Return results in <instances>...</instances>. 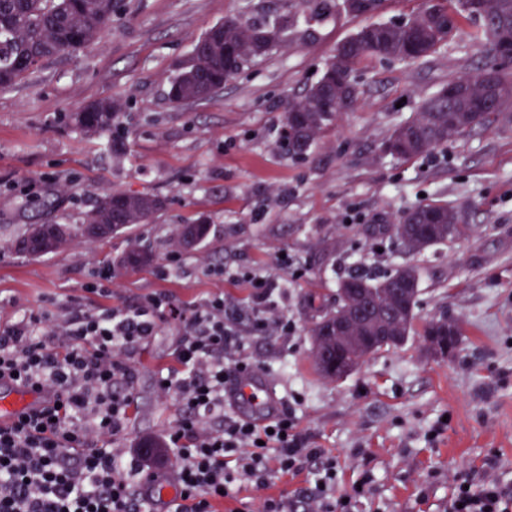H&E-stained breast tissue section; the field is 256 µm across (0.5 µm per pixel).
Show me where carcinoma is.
Masks as SVG:
<instances>
[{"instance_id":"obj_1","label":"carcinoma","mask_w":512,"mask_h":512,"mask_svg":"<svg viewBox=\"0 0 512 512\" xmlns=\"http://www.w3.org/2000/svg\"><path fill=\"white\" fill-rule=\"evenodd\" d=\"M428 0L426 7L398 22L380 23L373 41H357L351 35L338 42L319 79L298 100L283 110L282 146L293 157L305 155L325 128L343 112L351 111L359 91L352 79L356 65L368 58L413 61L426 58L445 43L452 30L429 20L451 14L454 23L462 19L480 22L477 39L487 47L488 61L475 74L455 80L466 91L453 98L442 88L427 99L416 115L399 123L385 148L393 155L411 159L427 154L451 137L473 131L493 115L512 104V76L499 73L494 86L482 82L488 70L499 66L498 45L502 25L512 28V0H481L465 8L462 0ZM114 0H0V89L12 87L32 72L34 64L96 44L112 16ZM275 21H242L226 18L213 25L195 42L187 66L170 83L169 98L181 107L204 101L224 86L226 76L238 73L246 64L267 54L281 37ZM120 105L100 99L76 112L73 123L89 134L112 130ZM166 200L151 194L110 192L78 224H29L13 242L17 252L41 255L65 249L76 240L94 242L124 231L135 224H148L164 210ZM458 232L457 214L444 204L420 203L396 218L392 224L396 242L409 252L448 243V230ZM208 224L178 226L174 246L201 242ZM351 304L370 302L383 311L398 301L400 288H407L405 307L397 319L403 335L412 330L420 293L416 268L404 266L391 273L369 276L354 272L343 279ZM312 326V355L336 353V339L316 333Z\"/></svg>"}]
</instances>
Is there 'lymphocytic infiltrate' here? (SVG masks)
I'll use <instances>...</instances> for the list:
<instances>
[{
	"instance_id": "obj_1",
	"label": "lymphocytic infiltrate",
	"mask_w": 512,
	"mask_h": 512,
	"mask_svg": "<svg viewBox=\"0 0 512 512\" xmlns=\"http://www.w3.org/2000/svg\"><path fill=\"white\" fill-rule=\"evenodd\" d=\"M249 281L246 325L258 335L291 333L293 322L272 300L275 282ZM165 318L184 334L178 367L160 388L185 408L162 441L176 462L178 494L170 500L149 494L165 471L158 454L119 443L133 400L129 355ZM242 343L220 296L180 309L154 292L129 306L30 311L1 325L0 383L33 392L38 402L0 424V512H214L236 485L298 475L313 458L322 466L305 512H351L336 495L334 458L312 447L292 415L263 425L239 417L209 425V416L223 414L231 373L251 368L238 356ZM448 512H512V491L488 468L457 480Z\"/></svg>"
}]
</instances>
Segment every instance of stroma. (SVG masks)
Here are the masks:
<instances>
[{
	"instance_id": "35a3bbf8",
	"label": "stroma",
	"mask_w": 512,
	"mask_h": 512,
	"mask_svg": "<svg viewBox=\"0 0 512 512\" xmlns=\"http://www.w3.org/2000/svg\"><path fill=\"white\" fill-rule=\"evenodd\" d=\"M333 2L320 14L312 0H119L97 45L47 60L0 90V323L41 308L131 305L159 291L185 306L214 293L251 304L249 282L209 276V265L275 281L277 308L295 330L246 337L242 353L281 412L335 458L338 493L351 495L352 512H445L461 472L491 463L512 486V112L424 156L385 153L394 127L426 98L484 66L485 47L463 20L426 58L359 65V108L307 155L289 156L280 145L285 106L317 81L336 43L366 23ZM228 17L277 19L286 33L208 100L175 107L170 81L194 41ZM102 98L121 106L112 131L90 136L69 122ZM109 191L155 194L166 207L151 223L92 244L38 257L8 250L26 225L77 223ZM423 200L455 209L465 237L418 253L400 247L388 226ZM200 217L207 237L169 265L175 228ZM134 244L151 262L117 267ZM283 252L302 277L279 265ZM103 265L112 268L111 295L86 292ZM404 265L420 273L406 340L326 380L311 353L314 309L352 270L379 275ZM442 315L461 328L444 358L429 354L422 336ZM181 339L178 323L165 320L131 354L127 447L179 418L180 404L162 396L157 380L176 368ZM319 466L309 461L299 477L266 489L242 487L225 506L255 512L271 495L307 501Z\"/></svg>"
}]
</instances>
